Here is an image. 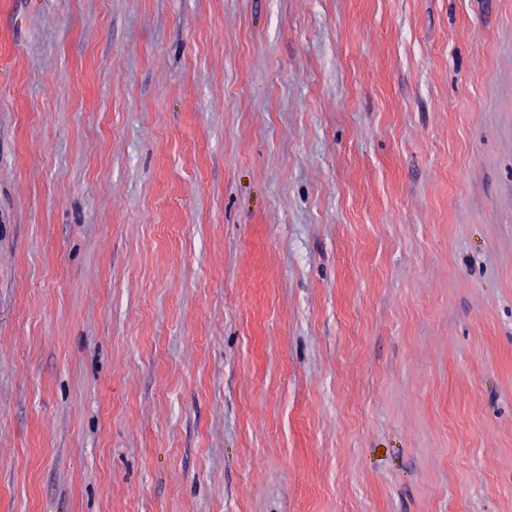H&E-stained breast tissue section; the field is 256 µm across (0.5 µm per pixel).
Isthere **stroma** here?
Instances as JSON below:
<instances>
[{"mask_svg":"<svg viewBox=\"0 0 512 512\" xmlns=\"http://www.w3.org/2000/svg\"><path fill=\"white\" fill-rule=\"evenodd\" d=\"M0 512H512V0H0Z\"/></svg>","mask_w":512,"mask_h":512,"instance_id":"1","label":"stroma"}]
</instances>
